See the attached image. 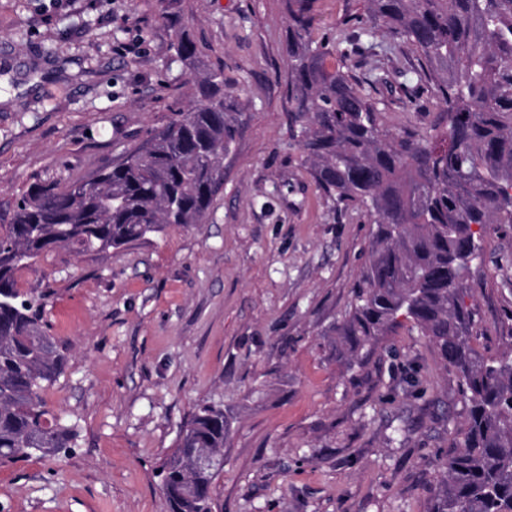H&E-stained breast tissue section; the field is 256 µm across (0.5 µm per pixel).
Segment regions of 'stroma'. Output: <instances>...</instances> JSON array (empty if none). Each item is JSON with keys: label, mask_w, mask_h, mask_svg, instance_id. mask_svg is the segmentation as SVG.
<instances>
[{"label": "stroma", "mask_w": 512, "mask_h": 512, "mask_svg": "<svg viewBox=\"0 0 512 512\" xmlns=\"http://www.w3.org/2000/svg\"><path fill=\"white\" fill-rule=\"evenodd\" d=\"M158 0H0V224L33 181L68 184L170 122L193 76ZM243 126L201 224L17 270L69 366L45 394L75 423L66 456L0 466V512H166L159 474L197 406L224 410L213 512H430L427 464L467 414L459 380L410 321L357 363L334 327L372 225L316 186L289 134L280 0H184ZM143 43L127 55L117 43ZM429 96L383 113L429 129ZM472 342L512 350V227L484 235Z\"/></svg>", "instance_id": "35a3bbf8"}]
</instances>
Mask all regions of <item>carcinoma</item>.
Segmentation results:
<instances>
[{
    "label": "carcinoma",
    "instance_id": "carcinoma-1",
    "mask_svg": "<svg viewBox=\"0 0 512 512\" xmlns=\"http://www.w3.org/2000/svg\"><path fill=\"white\" fill-rule=\"evenodd\" d=\"M182 2L160 0L159 17L176 57L195 71L187 107L94 182L30 183L11 223L0 225V465L66 455L77 441L76 425L44 400L68 358L39 308L21 298L15 272L57 248L99 254L199 224L224 180L243 113L224 71L205 66L181 25ZM282 2L290 135L324 195L374 224L336 335L355 361L399 319L414 322L456 373L467 406L448 448L430 458L444 473L431 512H512V351L486 355L472 345L466 285L484 253L481 232L512 226V0H351L360 26L341 39L348 50L315 35V0ZM352 55L413 61L415 86L443 107L433 128L386 126L387 71L376 64L360 77ZM201 450L224 452L215 404L198 407L161 465L168 512H213L222 469L193 473ZM191 480L195 496L185 491Z\"/></svg>",
    "mask_w": 512,
    "mask_h": 512
}]
</instances>
